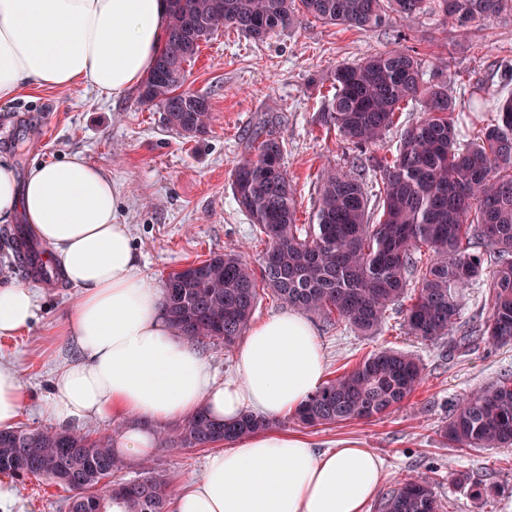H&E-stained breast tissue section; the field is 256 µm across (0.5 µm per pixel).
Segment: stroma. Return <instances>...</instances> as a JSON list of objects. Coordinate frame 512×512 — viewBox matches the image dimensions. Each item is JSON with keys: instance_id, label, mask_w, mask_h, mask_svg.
Masks as SVG:
<instances>
[{"instance_id": "obj_1", "label": "stroma", "mask_w": 512, "mask_h": 512, "mask_svg": "<svg viewBox=\"0 0 512 512\" xmlns=\"http://www.w3.org/2000/svg\"><path fill=\"white\" fill-rule=\"evenodd\" d=\"M397 46L416 58L423 80L443 70L453 96L475 79L485 80L493 95L512 92L497 72L502 60L512 61V14L473 22L465 37L456 23L428 10L407 20L390 17L385 26L366 31L307 16L261 41L223 28L201 44L186 65L185 82L210 105V127L199 139L166 127L158 108L143 104L135 92L112 101L90 89L31 88L13 102L0 103V161H8L21 178L33 163L80 153L111 172L122 191L121 221L129 225L140 264L154 283L230 249L240 250L254 267L265 247L263 237L230 187L248 139L264 124H274L296 192L297 221L309 223L322 173L349 168L357 155L319 123L333 93L331 74L340 65ZM8 283L34 288L40 296L30 331L0 337V358L14 362L26 381L29 402L19 423L40 428L48 423L41 408L52 396L53 372L73 354L56 328L79 290L64 280L37 283L20 270L11 245L0 238V284ZM310 322L325 355L327 378L375 350L394 348L420 360L424 380L386 417L307 426L288 415L277 419L276 431L306 438L319 449H372L385 463L380 492L417 477L435 481L442 512H512V447L463 450L437 434L460 398L512 374V344L479 342L460 351L452 339L428 345L396 326L366 337L341 324L325 328L317 316ZM207 454L204 448L159 445L150 461L176 491L201 475ZM15 489L11 512H67L61 487L31 479ZM479 489L489 491L488 500L476 498Z\"/></svg>"}]
</instances>
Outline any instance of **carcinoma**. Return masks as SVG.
Segmentation results:
<instances>
[{
  "label": "carcinoma",
  "instance_id": "carcinoma-1",
  "mask_svg": "<svg viewBox=\"0 0 512 512\" xmlns=\"http://www.w3.org/2000/svg\"><path fill=\"white\" fill-rule=\"evenodd\" d=\"M433 2L438 15L454 19L462 31L473 21L512 13V0ZM426 6L427 0H170L167 39L140 99L160 109L168 128L200 138L210 124V107L199 106L202 96L184 88L185 65L199 48L197 24L206 25L210 35L230 27L261 40L303 14L369 30L389 11L409 19ZM331 79L335 92L319 121L358 148L381 141L396 110L409 100H421L427 114L403 130L391 158H369L379 176L381 218L372 219L360 172L331 169L322 174L312 223L296 224L284 144L267 133L242 157L231 180L234 197L265 236L260 275L230 250L197 263L188 277L165 279L162 302L173 328L195 343L221 339L229 349L264 290L294 310L344 322L363 336L376 335L394 310L403 328L423 342L457 335L461 348L479 340L511 344L512 94L492 106L486 85L477 80L463 89L460 103L448 93L443 73L423 83L417 60L399 48L341 65ZM462 112L473 133L465 144ZM490 265L489 320L464 328L460 295ZM422 381L423 368L413 355L377 350L313 393L295 417L310 426L382 418ZM272 426L251 412L225 424L201 410L165 432L161 443L206 448ZM443 436L461 449L511 447L512 379L460 399ZM124 468L110 434L92 437L52 426L0 431V474L42 477L66 488L73 492L68 512H112L117 498L125 512H166V478L147 465L142 477L125 481ZM379 512H441V503L432 484L409 479L383 496Z\"/></svg>",
  "mask_w": 512,
  "mask_h": 512
}]
</instances>
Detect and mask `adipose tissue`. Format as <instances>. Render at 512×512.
Returning <instances> with one entry per match:
<instances>
[{"label": "adipose tissue", "mask_w": 512, "mask_h": 512, "mask_svg": "<svg viewBox=\"0 0 512 512\" xmlns=\"http://www.w3.org/2000/svg\"><path fill=\"white\" fill-rule=\"evenodd\" d=\"M168 25L167 0H0V102L32 86L123 97L154 69ZM119 207L111 174L82 154L33 164L21 182L0 163V223L23 217L80 290L58 328L77 353L55 371L46 417L61 425L122 420L115 451L143 462L155 449V425L200 410L224 423L247 411L273 420L322 387L321 344L297 311L255 326L237 351L235 375L217 378L171 327ZM38 309L31 288L0 285V336L30 330ZM25 403L21 370L0 362V430L15 429ZM383 473L372 449L319 450L262 431L209 455L171 512H365Z\"/></svg>", "instance_id": "obj_1"}]
</instances>
